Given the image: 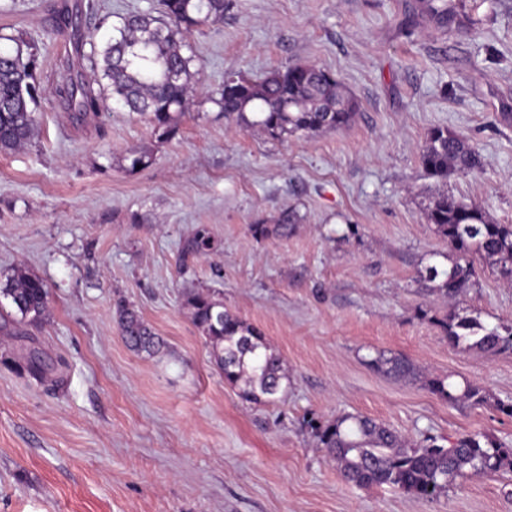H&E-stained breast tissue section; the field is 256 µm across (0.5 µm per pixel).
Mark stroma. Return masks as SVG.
<instances>
[{
	"label": "stroma",
	"mask_w": 512,
	"mask_h": 512,
	"mask_svg": "<svg viewBox=\"0 0 512 512\" xmlns=\"http://www.w3.org/2000/svg\"><path fill=\"white\" fill-rule=\"evenodd\" d=\"M84 0H0V33L39 52L38 132L0 154V284L40 277L49 314L0 332V512H512V468L423 498L346 483L309 416L359 414L416 444L479 432L512 448V349L449 343L448 316L512 323V285L475 260L444 297L422 272L451 251L425 219L440 192L512 224V0H449L451 28L418 0H228L196 29V96L175 135L110 102L72 123L55 89L72 47L57 15L91 27ZM314 64L357 100L349 126L275 138L225 119L226 75ZM477 148L483 167L447 181L419 155L432 128ZM151 155L130 168L132 150ZM294 220L287 235L255 224ZM215 243L184 257L198 228ZM203 291L258 328L284 359L279 402L225 384L185 305ZM161 341L133 351L117 302ZM399 354L426 375L474 384L490 404H449L371 368ZM48 366L28 369L31 353Z\"/></svg>",
	"instance_id": "stroma-1"
}]
</instances>
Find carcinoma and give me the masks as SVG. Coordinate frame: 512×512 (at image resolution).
<instances>
[{
    "instance_id": "cac0c4a2",
    "label": "carcinoma",
    "mask_w": 512,
    "mask_h": 512,
    "mask_svg": "<svg viewBox=\"0 0 512 512\" xmlns=\"http://www.w3.org/2000/svg\"><path fill=\"white\" fill-rule=\"evenodd\" d=\"M421 11L442 26L455 23V13L440 0H420ZM162 15L150 11L127 12L118 16L112 34L99 42L96 31L75 27L77 49L89 48L85 58L90 68L108 80L111 96L129 112L148 120L153 130L171 135L179 117L187 110L193 89L190 66L195 54L189 41L193 29L224 20L227 0H162ZM0 153H8L29 142L37 133L36 109L42 93L36 80L37 51L21 37L0 35ZM65 108L75 122L107 109V97L93 89L79 72L67 73L56 87ZM214 101L224 117L244 128L258 126L277 138L343 128L354 119L357 102L328 70L317 65H295L274 69L261 80L241 73L224 78ZM255 115L251 120L248 114ZM430 176L447 179L452 173L481 169L479 151L446 128L435 127L419 155ZM426 221L448 242L457 258L448 267L431 265L426 278L438 282L446 296L458 297L470 286L472 259L480 257L496 266L500 277L512 284V225L489 221L483 210L442 193L425 212ZM292 217L285 213L273 226L253 225L257 237L288 232ZM215 249L205 228L188 242L187 255L208 254ZM10 300L18 325L36 323L48 312V288L44 281L25 271L17 273L0 288V297ZM194 323L212 347V354L224 382L257 404H273L288 380L280 354L262 332L224 310V304L210 294L188 296ZM120 334L137 352L154 353L159 338L138 312L118 304ZM448 341L483 353L493 354L512 347V326L489 327L479 316H449L444 323ZM379 371L398 379L421 381L431 392L450 403L467 401L481 405L486 392L468 385L458 394L445 380L427 377L401 355L383 352L372 360ZM316 447L336 463L342 478L357 487L388 485L407 493L430 498L448 482L474 474H490L512 467V448H502L479 433L457 438L450 445H415L389 427L370 418L345 414L333 421L314 416L306 421Z\"/></svg>"
}]
</instances>
